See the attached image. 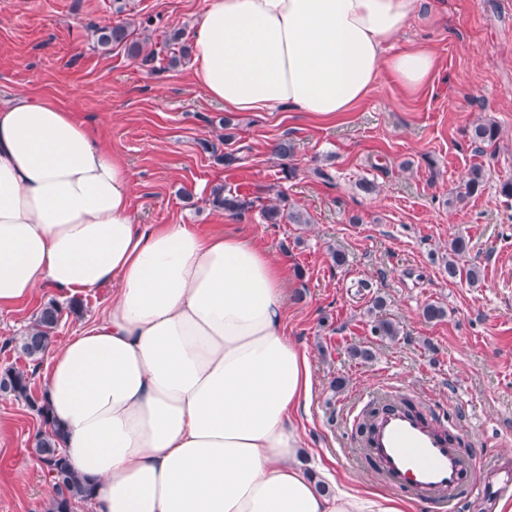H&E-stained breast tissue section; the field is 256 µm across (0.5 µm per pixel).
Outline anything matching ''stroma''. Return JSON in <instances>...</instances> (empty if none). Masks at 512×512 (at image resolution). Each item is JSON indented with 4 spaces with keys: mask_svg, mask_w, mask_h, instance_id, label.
I'll return each mask as SVG.
<instances>
[{
    "mask_svg": "<svg viewBox=\"0 0 512 512\" xmlns=\"http://www.w3.org/2000/svg\"><path fill=\"white\" fill-rule=\"evenodd\" d=\"M205 6L127 0L119 14L113 0H0V101L26 94L74 113L128 166L137 223L241 233L287 267V334L312 372L298 412L305 452L347 488L381 489L375 472L350 459L348 443L368 393L385 387L456 435L463 453L512 466V199L500 193L512 178V0H424L396 46L435 49L429 83L409 94L381 76L353 111L332 118L288 108L229 114L192 83L187 64L152 72L123 48L96 42L95 27L135 26L146 15L154 42L178 29L189 36ZM480 118L499 127L481 155L469 138ZM283 138L295 145L296 174L287 181L270 150ZM228 147L242 163L224 166ZM475 164L486 172L484 187L449 204ZM318 168L331 181L315 177ZM219 184L250 198L284 190L311 221L264 224L254 211L225 220L208 202ZM461 235L470 240L461 267L480 271L474 285L445 271ZM333 247L346 265L332 263ZM112 295L109 285L81 295L82 315H63L54 345L97 318ZM52 298L46 291L0 311V370L26 367L7 341ZM429 303L446 317L426 321ZM381 318L398 325L396 339L374 333ZM356 347L372 348L373 359L353 357ZM40 427L24 403L0 395V512H42L51 494L29 463Z\"/></svg>",
    "mask_w": 512,
    "mask_h": 512,
    "instance_id": "1",
    "label": "stroma"
}]
</instances>
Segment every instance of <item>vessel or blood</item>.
Returning a JSON list of instances; mask_svg holds the SVG:
<instances>
[{"label":"vessel or blood","instance_id":"1","mask_svg":"<svg viewBox=\"0 0 512 512\" xmlns=\"http://www.w3.org/2000/svg\"><path fill=\"white\" fill-rule=\"evenodd\" d=\"M352 456L372 462L389 490L440 504L444 512H459L468 499L512 493V469L463 455L454 437L401 409L381 413Z\"/></svg>","mask_w":512,"mask_h":512}]
</instances>
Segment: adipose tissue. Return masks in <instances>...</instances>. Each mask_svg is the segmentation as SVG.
I'll return each mask as SVG.
<instances>
[{
	"mask_svg": "<svg viewBox=\"0 0 512 512\" xmlns=\"http://www.w3.org/2000/svg\"><path fill=\"white\" fill-rule=\"evenodd\" d=\"M423 0H207L190 76L231 112L351 111L381 75L425 86L436 54L392 51ZM131 173L71 112L0 105V310L110 284L106 312L42 376L86 512H407L305 463L309 358L285 334L284 267L250 237L135 223Z\"/></svg>",
	"mask_w": 512,
	"mask_h": 512,
	"instance_id": "1",
	"label": "adipose tissue"
}]
</instances>
